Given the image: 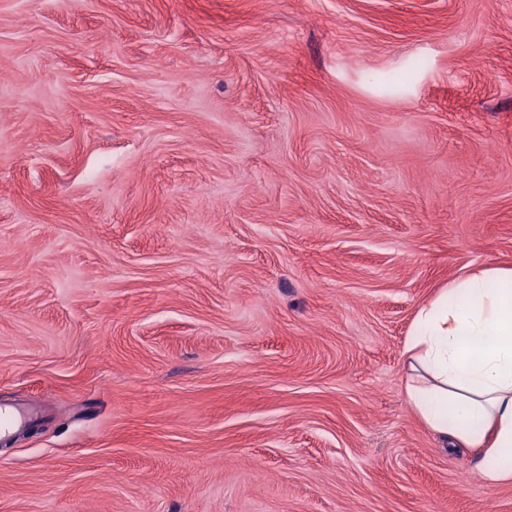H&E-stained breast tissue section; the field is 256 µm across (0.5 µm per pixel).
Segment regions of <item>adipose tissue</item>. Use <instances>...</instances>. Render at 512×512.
Returning a JSON list of instances; mask_svg holds the SVG:
<instances>
[{
  "instance_id": "adipose-tissue-1",
  "label": "adipose tissue",
  "mask_w": 512,
  "mask_h": 512,
  "mask_svg": "<svg viewBox=\"0 0 512 512\" xmlns=\"http://www.w3.org/2000/svg\"><path fill=\"white\" fill-rule=\"evenodd\" d=\"M405 390L444 447L466 448L489 485L512 480V267L452 281L417 312Z\"/></svg>"
}]
</instances>
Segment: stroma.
<instances>
[{
    "mask_svg": "<svg viewBox=\"0 0 512 512\" xmlns=\"http://www.w3.org/2000/svg\"><path fill=\"white\" fill-rule=\"evenodd\" d=\"M0 512H512L405 395L512 267V0H0ZM44 418L45 412L41 408L0 403V442H7Z\"/></svg>",
    "mask_w": 512,
    "mask_h": 512,
    "instance_id": "obj_1",
    "label": "stroma"
}]
</instances>
